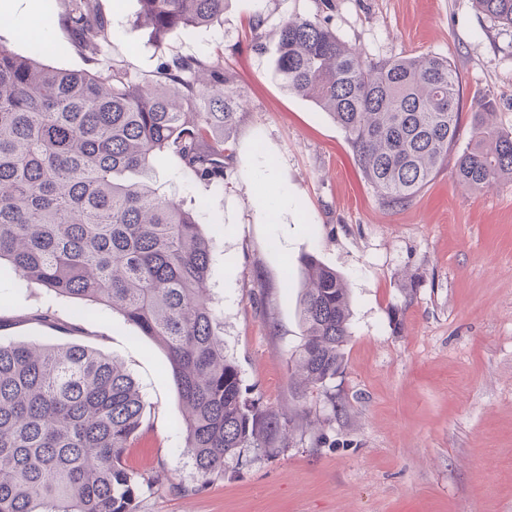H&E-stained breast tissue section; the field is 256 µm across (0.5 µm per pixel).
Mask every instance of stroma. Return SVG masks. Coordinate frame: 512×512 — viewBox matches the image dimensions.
<instances>
[{
    "label": "stroma",
    "mask_w": 512,
    "mask_h": 512,
    "mask_svg": "<svg viewBox=\"0 0 512 512\" xmlns=\"http://www.w3.org/2000/svg\"><path fill=\"white\" fill-rule=\"evenodd\" d=\"M108 39L88 65L53 28L45 61L107 76L154 80L161 62L223 56L243 105L229 134L224 184L207 187L173 159L155 161L161 191L218 216L211 293L224 349L263 403L295 418L290 444L245 450L194 493L182 453L166 354L122 316L56 298L0 270V321L17 342H76L120 360L139 384L145 427L128 464L153 476L138 512H512V181L469 191L454 160L402 206L384 201L344 131L275 70L276 31L294 17L325 20L369 63L448 59L460 79L459 146L478 101L492 95L512 126V29L472 0H228L221 25L156 41L138 0H97ZM64 0H14L0 15V46L31 47L32 16ZM264 25L252 34L248 19ZM344 277L350 333L344 367L326 389L302 390L287 367L302 341L304 256ZM55 313L51 328L37 319Z\"/></svg>",
    "instance_id": "stroma-1"
}]
</instances>
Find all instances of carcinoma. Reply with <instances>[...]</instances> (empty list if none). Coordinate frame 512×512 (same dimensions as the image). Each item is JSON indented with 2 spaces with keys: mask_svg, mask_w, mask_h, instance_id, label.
I'll list each match as a JSON object with an SVG mask.
<instances>
[{
  "mask_svg": "<svg viewBox=\"0 0 512 512\" xmlns=\"http://www.w3.org/2000/svg\"><path fill=\"white\" fill-rule=\"evenodd\" d=\"M161 39L222 22L226 0H139ZM512 28V0H473ZM92 64L107 39L95 0H66L58 19L25 33L29 55L0 47V265L59 298L120 314L166 353L178 393L183 452L197 488L246 449L276 454L293 420L252 395L224 353L223 313L208 293L213 243L198 212L159 192L164 153L209 186L224 183L227 132L240 103L223 57L173 56L151 84L120 67L103 84L88 70L45 63L49 26ZM276 72L344 131L363 173L388 203L408 202L459 139V78L448 61L411 56L366 63L313 17L277 32ZM486 95L472 113L455 177L468 190L512 179V127ZM302 343L291 373L319 390L340 372L350 337L344 278L302 260ZM144 401L118 359L78 343L0 336V512H136L150 478L126 451Z\"/></svg>",
  "mask_w": 512,
  "mask_h": 512,
  "instance_id": "cac0c4a2",
  "label": "carcinoma"
}]
</instances>
